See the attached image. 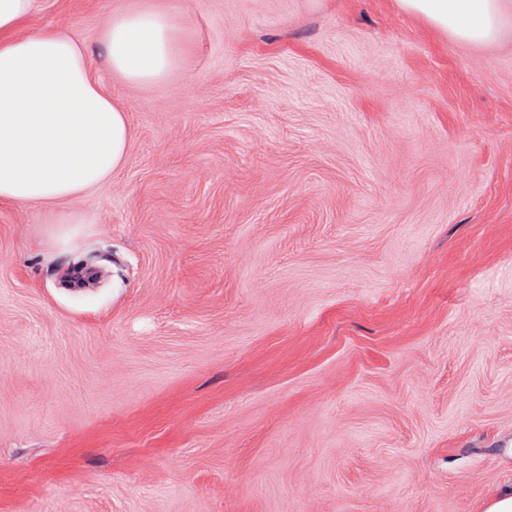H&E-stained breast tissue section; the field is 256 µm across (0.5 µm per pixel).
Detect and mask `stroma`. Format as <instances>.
<instances>
[{
	"label": "stroma",
	"mask_w": 512,
	"mask_h": 512,
	"mask_svg": "<svg viewBox=\"0 0 512 512\" xmlns=\"http://www.w3.org/2000/svg\"><path fill=\"white\" fill-rule=\"evenodd\" d=\"M136 2L26 21L84 43L131 139L84 202L0 204V512H485L512 488V24L154 0L181 66L131 87L100 32Z\"/></svg>",
	"instance_id": "35a3bbf8"
}]
</instances>
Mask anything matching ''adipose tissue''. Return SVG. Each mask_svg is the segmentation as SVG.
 <instances>
[{"mask_svg": "<svg viewBox=\"0 0 512 512\" xmlns=\"http://www.w3.org/2000/svg\"><path fill=\"white\" fill-rule=\"evenodd\" d=\"M407 13L467 43L494 41L512 21L507 0H397ZM35 0H0V203L80 200L124 162L122 105L95 80L75 36L22 31ZM177 17L149 5L113 13L101 39L114 76L143 87L180 66Z\"/></svg>", "mask_w": 512, "mask_h": 512, "instance_id": "ef3b65f1", "label": "adipose tissue"}]
</instances>
